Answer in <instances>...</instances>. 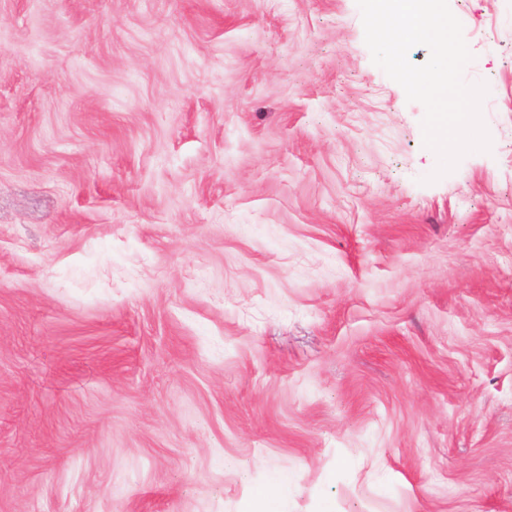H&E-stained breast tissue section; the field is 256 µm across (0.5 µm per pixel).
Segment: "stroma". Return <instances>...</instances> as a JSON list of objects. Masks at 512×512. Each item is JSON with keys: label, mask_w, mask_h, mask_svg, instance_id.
<instances>
[{"label": "stroma", "mask_w": 512, "mask_h": 512, "mask_svg": "<svg viewBox=\"0 0 512 512\" xmlns=\"http://www.w3.org/2000/svg\"><path fill=\"white\" fill-rule=\"evenodd\" d=\"M426 183L356 0H0V512H512V0Z\"/></svg>", "instance_id": "35a3bbf8"}]
</instances>
